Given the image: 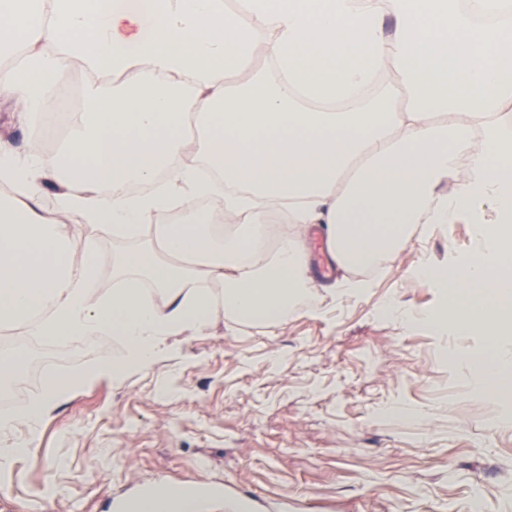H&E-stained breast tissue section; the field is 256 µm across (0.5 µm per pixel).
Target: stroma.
Returning a JSON list of instances; mask_svg holds the SVG:
<instances>
[{
  "label": "stroma",
  "instance_id": "35a3bbf8",
  "mask_svg": "<svg viewBox=\"0 0 512 512\" xmlns=\"http://www.w3.org/2000/svg\"><path fill=\"white\" fill-rule=\"evenodd\" d=\"M15 112L0 105V138L53 154ZM42 204L64 213L76 242L96 238L97 297L119 283V259L153 241L95 234L53 185ZM480 248L474 225L416 224L398 250L315 278L283 322L216 311L203 333L169 339L151 370L62 399L37 429L0 431V448L37 438L0 472V512H130L171 484L194 488L209 512L235 499L254 512H471L477 498L484 512H512V403L477 391L466 363L487 340L429 324L442 295L416 275ZM389 304L405 319L387 316ZM440 347L454 367L435 361ZM0 351L15 356V384L28 382L20 326L0 330ZM126 352L121 337L98 336L52 365L67 375Z\"/></svg>",
  "mask_w": 512,
  "mask_h": 512
}]
</instances>
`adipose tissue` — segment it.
I'll list each match as a JSON object with an SVG mask.
<instances>
[{
  "instance_id": "ef3b65f1",
  "label": "adipose tissue",
  "mask_w": 512,
  "mask_h": 512,
  "mask_svg": "<svg viewBox=\"0 0 512 512\" xmlns=\"http://www.w3.org/2000/svg\"><path fill=\"white\" fill-rule=\"evenodd\" d=\"M6 0L0 48L42 45L26 72L0 56V102L21 105L34 122L43 93L66 60L122 77V90L88 91L70 135L53 155L27 157L0 143V184L25 189L0 199V323L29 335L123 337L127 357L66 378L47 374L39 396L17 418L37 427L66 395L135 369L149 370L169 338L205 331L216 309L239 320L284 321L292 297L312 278L296 233L267 251L260 242L270 206L289 203L293 224L324 225L340 269L400 248L413 224H475L482 249L460 264L421 266L442 289L459 331L498 339L512 326V135L499 121L512 104V0ZM129 21L134 31L122 36ZM274 68L232 83L256 51ZM389 65L408 94L395 109L379 86ZM168 83L145 91L148 72ZM194 117L202 148L232 193L217 204L237 229L155 224L173 203L193 208L210 192L196 165L176 162ZM481 137L482 152L471 150ZM468 166H460L462 156ZM462 185L443 189L456 176ZM164 181L165 190L127 193L129 183ZM53 182L70 209L98 233L130 238L154 224L150 248L128 253L123 271L152 281L94 295L95 243L74 247L66 224L41 205ZM497 209L487 225L484 201ZM82 260H75V251ZM223 285L216 297L206 284ZM479 392L512 398V363L471 364ZM134 512H205L193 488L164 487Z\"/></svg>"
}]
</instances>
